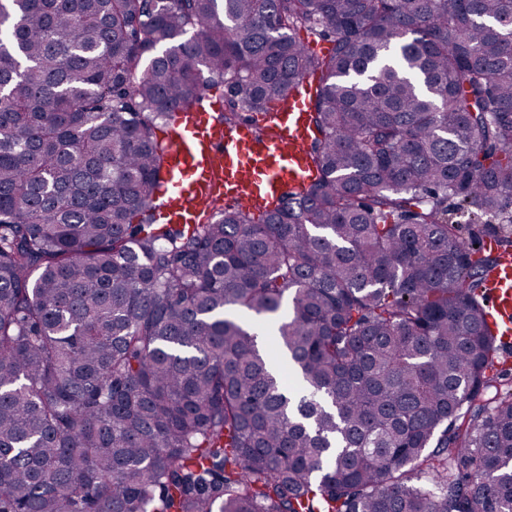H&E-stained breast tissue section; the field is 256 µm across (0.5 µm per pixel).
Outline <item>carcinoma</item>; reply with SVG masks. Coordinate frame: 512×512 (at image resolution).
Wrapping results in <instances>:
<instances>
[{"instance_id":"1","label":"carcinoma","mask_w":512,"mask_h":512,"mask_svg":"<svg viewBox=\"0 0 512 512\" xmlns=\"http://www.w3.org/2000/svg\"><path fill=\"white\" fill-rule=\"evenodd\" d=\"M303 78L310 184L154 221ZM505 254L512 0H0V512H512ZM487 323L501 341H512V256H503L486 283Z\"/></svg>"}]
</instances>
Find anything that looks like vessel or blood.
I'll list each match as a JSON object with an SVG mask.
<instances>
[{
	"instance_id": "vessel-or-blood-1",
	"label": "vessel or blood",
	"mask_w": 512,
	"mask_h": 512,
	"mask_svg": "<svg viewBox=\"0 0 512 512\" xmlns=\"http://www.w3.org/2000/svg\"><path fill=\"white\" fill-rule=\"evenodd\" d=\"M208 101L169 127L161 212L172 224L197 223L207 207L228 201L253 208L315 179L307 148L311 126L304 100L270 109L263 132L247 121L221 125ZM487 323L512 341V256L502 257L486 284Z\"/></svg>"
}]
</instances>
